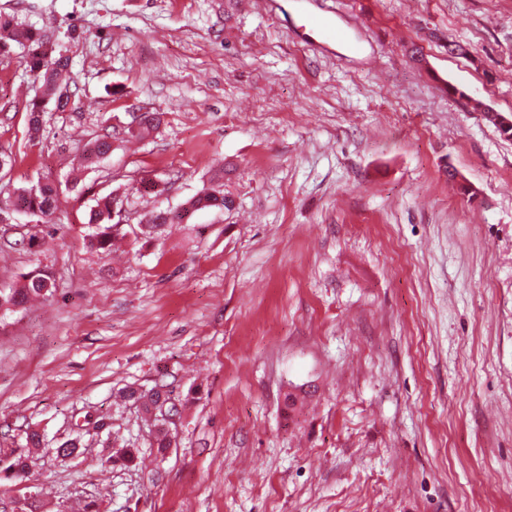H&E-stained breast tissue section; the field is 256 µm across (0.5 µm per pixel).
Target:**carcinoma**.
Returning a JSON list of instances; mask_svg holds the SVG:
<instances>
[{
	"label": "carcinoma",
	"mask_w": 512,
	"mask_h": 512,
	"mask_svg": "<svg viewBox=\"0 0 512 512\" xmlns=\"http://www.w3.org/2000/svg\"><path fill=\"white\" fill-rule=\"evenodd\" d=\"M14 42L27 49L25 64L35 80L40 83L41 96L31 103L28 113V134L32 138L40 135L43 126V106L57 97L65 83L69 71V58L53 55L47 35L28 29L14 22L8 15L0 14V50ZM112 148L108 137L98 138L81 148L84 162L90 166L107 155ZM224 176H216L211 184L197 195L187 200L183 209L198 212L200 210H224L232 206L233 200L224 194ZM64 191L51 181H39L26 188L13 191V205L30 211L36 223H46V217L53 214L60 205ZM123 201L111 194L95 198V205L87 213L86 223L92 228L87 239L90 247L106 252L110 247L112 235L119 231ZM25 284L21 288L0 289V310L22 309L30 301L44 300L54 295V279L46 269L36 267L24 275ZM125 397L139 403L142 409L154 417L157 422L155 445L157 453L163 455L171 447V438L164 423L157 418L158 404L167 402L174 405L170 394L162 388H154L148 392L130 389ZM42 438L39 432L31 431L26 436V447L0 448V474L6 479H22L35 464L30 449L39 448Z\"/></svg>",
	"instance_id": "obj_1"
}]
</instances>
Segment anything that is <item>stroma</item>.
I'll list each match as a JSON object with an SVG mask.
<instances>
[{
    "label": "stroma",
    "instance_id": "1",
    "mask_svg": "<svg viewBox=\"0 0 512 512\" xmlns=\"http://www.w3.org/2000/svg\"><path fill=\"white\" fill-rule=\"evenodd\" d=\"M0 13L71 59L67 104L32 139L26 51L0 52L10 185H80L28 244L32 218L0 195V288L37 266L56 283L0 312V441L36 430L45 446L25 512H512V140L483 117L512 114V0ZM312 14L348 46L299 41ZM145 109L161 126L130 134ZM115 128L78 168L77 145ZM227 163L232 209L143 234ZM110 192L130 220L105 254L86 215ZM159 384L179 408L163 455L119 397Z\"/></svg>",
    "mask_w": 512,
    "mask_h": 512
}]
</instances>
